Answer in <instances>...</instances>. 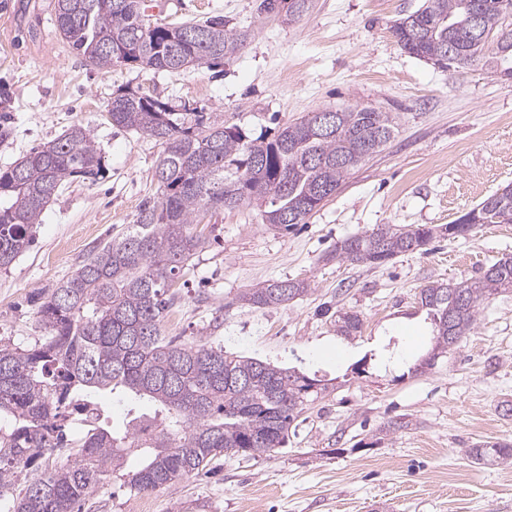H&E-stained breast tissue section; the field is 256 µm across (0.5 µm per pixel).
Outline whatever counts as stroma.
<instances>
[{
	"label": "stroma",
	"instance_id": "obj_1",
	"mask_svg": "<svg viewBox=\"0 0 512 512\" xmlns=\"http://www.w3.org/2000/svg\"><path fill=\"white\" fill-rule=\"evenodd\" d=\"M152 20L224 16L248 31L219 67L169 73L86 66L57 32L54 0H0V169L76 122L90 130L105 174L50 201L31 247L0 269V338L28 346L43 330L30 295L54 287L100 242L159 198L161 147L113 125V94L133 89L274 137L309 112L373 107L397 113L394 137L306 222L263 223L256 205L205 212L206 238L178 276L163 333L205 337L225 351L306 375L328 389L310 401L269 457H224L213 475L152 492L111 481L84 512H512V461L464 454L512 441V290L480 303L471 330L433 366L432 325L419 305L435 283L478 276L512 255V224L438 237L428 252L375 267L333 258L344 238L379 224L453 223L512 183V79L475 66L444 71L403 52L392 33L425 0H313L293 20L259 16L260 0H142ZM303 279L288 306L235 305L244 289ZM353 311L356 336L337 335ZM395 420L404 429L390 430Z\"/></svg>",
	"mask_w": 512,
	"mask_h": 512
}]
</instances>
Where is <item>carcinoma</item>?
<instances>
[{
	"label": "carcinoma",
	"instance_id": "1",
	"mask_svg": "<svg viewBox=\"0 0 512 512\" xmlns=\"http://www.w3.org/2000/svg\"><path fill=\"white\" fill-rule=\"evenodd\" d=\"M260 0L259 13L301 15L312 0ZM57 29L95 69L134 67L178 72L220 64L247 34L221 15L199 22H153L141 0H55ZM512 0H426L395 24L402 50L458 71L475 64L512 77ZM112 124L162 145L154 169L160 200L145 205L119 240L97 247L76 271L37 298L45 336L26 348L0 339V512H81L96 487L121 476L131 491L170 487L222 456H270L284 447L290 424L320 380L224 351L205 338L179 343L163 335L176 275L205 246L192 231L200 213L258 203L265 224L305 223L348 175L392 138L397 115L363 107L334 112L329 133L313 119L271 139L249 138L236 124L217 122L187 106L138 91L112 97ZM104 174L100 149L82 124L32 149L0 170V268L33 242L47 203L75 180ZM471 226L512 224V184L465 213ZM457 225L378 224L349 236L336 258L382 266L426 249ZM512 290V257L457 283L423 289L420 303L433 325L437 351L458 344L480 301ZM310 291L305 280H273L238 297L250 308L285 306ZM362 329L352 311L337 316V334ZM116 394L152 411L128 409L114 424L101 401ZM75 414L85 432L67 439ZM475 464L512 460V443L465 450ZM139 466L126 471L128 459Z\"/></svg>",
	"mask_w": 512,
	"mask_h": 512
}]
</instances>
